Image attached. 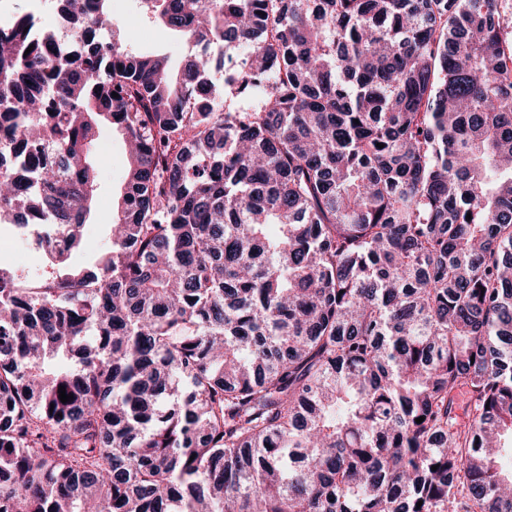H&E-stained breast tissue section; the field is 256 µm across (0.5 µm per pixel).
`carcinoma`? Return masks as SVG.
Masks as SVG:
<instances>
[{"mask_svg": "<svg viewBox=\"0 0 512 512\" xmlns=\"http://www.w3.org/2000/svg\"><path fill=\"white\" fill-rule=\"evenodd\" d=\"M60 2L80 55L0 35V210L51 226L0 267V512H512V0H142L247 49L238 108ZM100 143L105 142L109 151L96 156L98 194L92 207L88 224L84 225L83 241L73 250L67 263L69 267H84L111 249L112 234L110 215L122 204L128 173V153L123 136L110 125H102ZM106 204V208L102 204ZM1 233L2 240H6L10 243L9 248L0 250L2 264L11 267L14 270H18L30 280H35V278L40 275L41 265L45 260L43 251L34 248H27L21 243L16 244L15 239H6L5 237L11 235L9 225H2Z\"/></svg>", "mask_w": 512, "mask_h": 512, "instance_id": "carcinoma-1", "label": "carcinoma"}]
</instances>
